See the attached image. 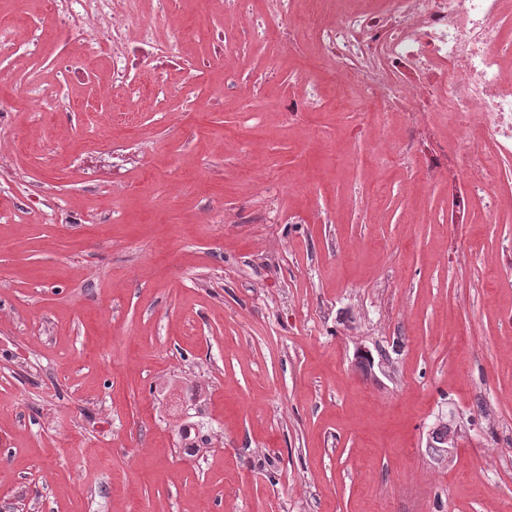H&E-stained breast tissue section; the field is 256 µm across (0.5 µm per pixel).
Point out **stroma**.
<instances>
[{
	"label": "stroma",
	"instance_id": "35a3bbf8",
	"mask_svg": "<svg viewBox=\"0 0 512 512\" xmlns=\"http://www.w3.org/2000/svg\"><path fill=\"white\" fill-rule=\"evenodd\" d=\"M164 112L101 62L0 82V512H512V203L490 222L440 113L379 159L344 106L290 121L309 52L241 109L221 0H178ZM59 90L45 112L33 86ZM386 351V369L356 351ZM457 448L439 462V420Z\"/></svg>",
	"mask_w": 512,
	"mask_h": 512
}]
</instances>
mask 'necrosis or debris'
Returning <instances> with one entry per match:
<instances>
[{
	"label": "necrosis or debris",
	"instance_id": "necrosis-or-debris-1",
	"mask_svg": "<svg viewBox=\"0 0 512 512\" xmlns=\"http://www.w3.org/2000/svg\"><path fill=\"white\" fill-rule=\"evenodd\" d=\"M151 3L147 14L141 0L49 3L64 44L80 46L89 60L106 56L113 86L134 105L169 93L162 82L145 91L138 69L188 62L187 34L162 26L173 0ZM298 4L266 0L264 15L289 20V46L314 48L326 72L354 82L364 111L403 114L404 135L391 158L414 151L419 97L447 113L454 133L481 142L458 164L496 217L498 197L490 189L501 162L512 158V0H316L306 24L293 20Z\"/></svg>",
	"mask_w": 512,
	"mask_h": 512
}]
</instances>
